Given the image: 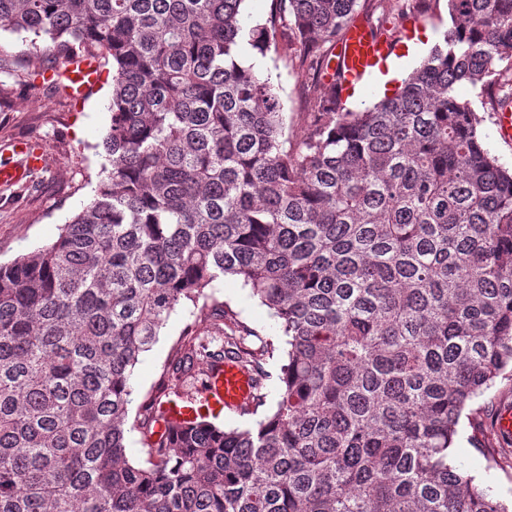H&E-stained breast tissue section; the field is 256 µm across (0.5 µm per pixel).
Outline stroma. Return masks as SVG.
Returning a JSON list of instances; mask_svg holds the SVG:
<instances>
[{"mask_svg":"<svg viewBox=\"0 0 512 512\" xmlns=\"http://www.w3.org/2000/svg\"><path fill=\"white\" fill-rule=\"evenodd\" d=\"M422 46L407 58L402 68L411 70L441 41L450 21L446 0H430L416 19ZM36 54L30 42L9 33L0 34V59L7 66L0 70V143L18 137L39 141L46 149V166L34 186L0 187V263H8L36 248L53 243L64 222L78 213L92 197L102 158L97 149L108 127L104 105L109 83L95 87L81 105L49 94L48 90L19 82L14 73L23 69ZM279 89L286 113L290 138L300 137L306 127V100L310 76L302 71L286 46L270 51L262 61ZM236 319L266 339H277L279 332L265 307L249 295L240 281L225 279L215 290ZM205 332L210 324L207 310L178 308L163 335L143 357L136 377L137 394L151 390L159 379L170 349L180 339L186 325ZM512 412V381L501 380L477 399L468 418L463 419L455 439V457L463 469L475 474L483 485L503 500H512V469L489 466L482 448H512V432L499 429L502 414Z\"/></svg>","mask_w":512,"mask_h":512,"instance_id":"obj_1","label":"stroma"}]
</instances>
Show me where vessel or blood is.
Wrapping results in <instances>:
<instances>
[{"label":"vessel or blood","instance_id":"1","mask_svg":"<svg viewBox=\"0 0 512 512\" xmlns=\"http://www.w3.org/2000/svg\"><path fill=\"white\" fill-rule=\"evenodd\" d=\"M394 51L390 39L373 37L365 22H354L337 40L335 47L336 78L341 96H348L378 65ZM69 83L68 92L83 96L99 80L98 67L89 57L75 52L66 57L57 70ZM12 162L0 164V184H17L43 168L45 150L36 141L21 137L10 141ZM254 381L236 362L227 360L212 365L198 405L167 402L162 406L165 419L182 424L190 421L198 408L214 412L239 408L251 400Z\"/></svg>","mask_w":512,"mask_h":512}]
</instances>
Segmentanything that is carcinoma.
<instances>
[{"label":"carcinoma","mask_w":512,"mask_h":512,"mask_svg":"<svg viewBox=\"0 0 512 512\" xmlns=\"http://www.w3.org/2000/svg\"><path fill=\"white\" fill-rule=\"evenodd\" d=\"M243 2L0 0V31L44 41L23 78L74 50L112 64L90 202L0 265V512H512L452 448L512 380V169L478 132L512 103V0H447L441 43L364 108L327 70L361 14L397 36L386 0H272L251 26ZM278 38L313 81L295 141L240 57ZM229 277L281 344H246L214 297ZM201 299L218 348L185 327L135 398L143 355ZM226 359L254 378L245 415L277 367L267 413L155 431L162 397H196Z\"/></svg>","instance_id":"cac0c4a2"}]
</instances>
